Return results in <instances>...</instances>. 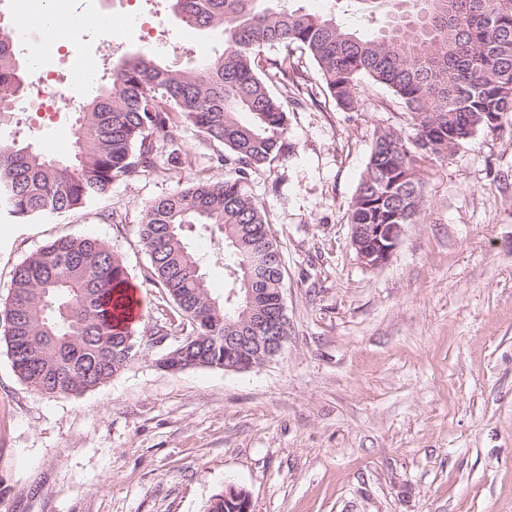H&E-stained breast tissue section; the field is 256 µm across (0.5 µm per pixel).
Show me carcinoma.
Segmentation results:
<instances>
[{"label":"carcinoma","mask_w":512,"mask_h":512,"mask_svg":"<svg viewBox=\"0 0 512 512\" xmlns=\"http://www.w3.org/2000/svg\"><path fill=\"white\" fill-rule=\"evenodd\" d=\"M196 29L220 27L224 51L190 71L139 54L112 63L105 93L84 107L74 161L30 145L0 142V212L19 220L61 216L106 196L116 181L158 165H192L174 145L180 120L224 150L212 161L224 180H188L149 201L139 238L146 280L164 288L191 327L172 363L224 368L229 322L246 310V289L273 297L283 287L278 244L263 206L246 185L274 162L286 164L289 113L323 96L344 112L358 105L359 80L385 86L404 105L415 135H373L350 214L352 224H414L425 204L419 161L447 158L512 112V0H369L383 26L365 36L336 20L272 5L273 0H168ZM14 28L0 24V118L15 112L31 72L21 69ZM282 45L279 57L263 49ZM300 55H294V52ZM318 80L301 81L302 57ZM224 238L225 293L213 297L186 232ZM128 273L103 241L65 236L14 269L3 339L18 378L42 395H82L119 374L141 351L125 321ZM206 512H240L220 493Z\"/></svg>","instance_id":"carcinoma-1"}]
</instances>
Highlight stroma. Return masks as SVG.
Segmentation results:
<instances>
[{
  "instance_id": "obj_1",
  "label": "stroma",
  "mask_w": 512,
  "mask_h": 512,
  "mask_svg": "<svg viewBox=\"0 0 512 512\" xmlns=\"http://www.w3.org/2000/svg\"><path fill=\"white\" fill-rule=\"evenodd\" d=\"M150 29L114 55L187 70L221 53V29L137 0ZM359 104L289 115L294 152L248 185L282 252L288 339L248 371L156 360L183 340L163 288L144 275L139 224L150 200L194 176L213 181L212 145L173 129L191 165L113 184L97 203L54 219L0 217V305L17 263L64 236L97 238L137 289L143 350L109 382L46 397L15 375L0 343V506L5 512H205L228 485L252 512H512V112L447 159L422 164L425 205L382 267L351 245V205L372 134H412L404 106L361 81ZM74 111L15 112L0 140L72 158ZM122 214L107 223L110 212ZM216 297L220 238L188 233ZM170 336L155 343V325Z\"/></svg>"
}]
</instances>
